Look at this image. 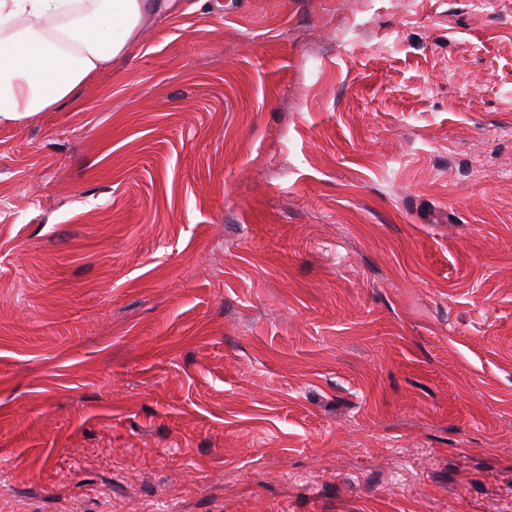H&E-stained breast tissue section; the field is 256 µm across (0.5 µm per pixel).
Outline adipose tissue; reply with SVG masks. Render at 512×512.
<instances>
[{"instance_id":"obj_1","label":"adipose tissue","mask_w":512,"mask_h":512,"mask_svg":"<svg viewBox=\"0 0 512 512\" xmlns=\"http://www.w3.org/2000/svg\"><path fill=\"white\" fill-rule=\"evenodd\" d=\"M175 0H0V125L73 102Z\"/></svg>"}]
</instances>
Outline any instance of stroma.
<instances>
[{"instance_id": "obj_1", "label": "stroma", "mask_w": 512, "mask_h": 512, "mask_svg": "<svg viewBox=\"0 0 512 512\" xmlns=\"http://www.w3.org/2000/svg\"><path fill=\"white\" fill-rule=\"evenodd\" d=\"M0 512H512V12L178 0L0 126Z\"/></svg>"}]
</instances>
